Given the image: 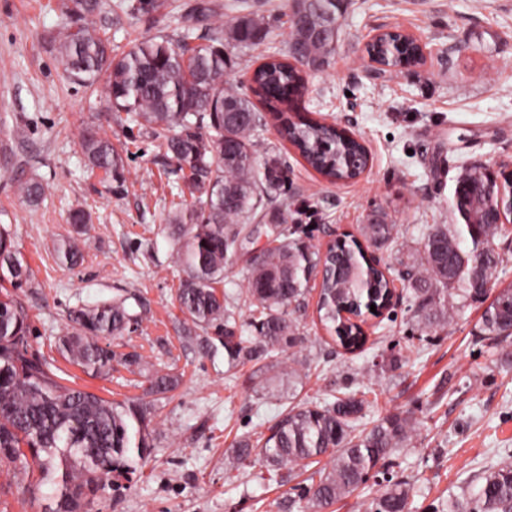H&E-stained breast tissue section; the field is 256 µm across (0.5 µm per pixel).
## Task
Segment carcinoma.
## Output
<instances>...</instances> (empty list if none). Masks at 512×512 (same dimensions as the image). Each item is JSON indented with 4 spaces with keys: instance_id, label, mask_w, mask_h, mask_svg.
Instances as JSON below:
<instances>
[{
    "instance_id": "carcinoma-1",
    "label": "carcinoma",
    "mask_w": 512,
    "mask_h": 512,
    "mask_svg": "<svg viewBox=\"0 0 512 512\" xmlns=\"http://www.w3.org/2000/svg\"><path fill=\"white\" fill-rule=\"evenodd\" d=\"M102 0H66L73 25L54 38L56 51L72 83L92 89L104 85L109 107L126 114V121L147 130L181 174L180 193L191 203L168 217L176 244L175 261L186 277L180 281L179 308L199 328L224 321V357L228 369L260 363L286 348L300 347L305 335L293 316L319 266L325 275L317 317L337 345L362 348L366 336L340 312L380 305L387 295L386 271L368 263L357 244H336L321 252L295 232L278 226L267 234L260 254L242 273L251 306L248 327L254 338L237 336L234 312L224 292V269L255 219L264 184L284 178L279 159L266 158L258 167L256 151L262 117L257 105L224 77L235 66V55L259 46L269 36L264 14L246 0L237 15L213 27L212 9L204 0L192 9L197 22L208 27L206 43L195 44L188 26L176 38L157 35L137 42L128 52L112 53L109 41L86 22ZM346 0H291L287 55L265 58L253 69L258 96L288 142L314 170L329 180L355 177L345 155L363 147L336 128L307 116H290L286 107L307 93V74L288 63L299 52L310 62L325 64L336 48L337 20ZM409 42L387 65L399 68L417 61ZM80 146L90 170L107 177L124 167L122 154L99 129H83ZM19 196L31 205L43 198L36 178L18 185ZM461 224L431 225L413 250L403 281L410 291L409 312L422 333L448 325L451 313L475 301V289L487 286L495 297L484 309L480 334L512 335V284L496 288L494 275L503 255L494 239L505 233L501 224H481L478 214L486 201L455 200ZM366 247L388 248L396 242V225L381 216L361 228ZM85 240L73 238L58 247L69 266L83 261ZM0 465L13 467L26 479L34 497L42 488L54 490L52 512H85L89 495L124 488L121 480L154 451L148 422L150 405L142 401L112 402L62 385L50 376L49 363L33 355L32 326L19 293L33 286L29 264L20 257L10 233L0 227ZM70 330L57 341L58 352L86 373L102 377L112 371L116 354L100 343L102 336H121L131 317L121 303H105L69 312ZM173 374L155 375L149 393L165 394L179 385ZM366 392L342 387L332 403L299 402L278 419L255 448L243 436L226 450L229 466L246 463L254 450L265 462L264 481L279 486L297 471L328 462L311 473L318 477L305 491L307 507L325 512L336 501L365 483L376 465L389 467L391 457L412 437L414 421L407 413L381 418L369 429L357 430ZM410 489L389 483L370 512H410ZM468 512H512V462L503 460L483 471L481 487L466 499Z\"/></svg>"
}]
</instances>
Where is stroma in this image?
<instances>
[{
  "label": "stroma",
  "mask_w": 512,
  "mask_h": 512,
  "mask_svg": "<svg viewBox=\"0 0 512 512\" xmlns=\"http://www.w3.org/2000/svg\"><path fill=\"white\" fill-rule=\"evenodd\" d=\"M127 2L103 0L92 19L118 54L143 38L176 34L196 0H171L153 15L127 13ZM270 2L268 42L239 53L229 75L248 96L247 74L270 51L288 46L282 18L288 0ZM68 22L62 0H0V226L33 271L34 286L21 297L33 326L32 352L46 358L61 384L153 407L152 457L131 474L130 489L106 493L88 510L279 512V501L298 498L308 485L307 474L270 485L259 478L262 461L231 471L224 450L243 436L261 439L287 412L288 382L266 390L253 365L231 374L223 353L210 357L184 345L187 319L177 303L184 272L173 260L168 225L180 201L179 176L149 134L109 111L102 91L68 81L52 43ZM391 27L413 34L424 60L377 79L366 70V42L374 30ZM303 106L308 117L360 139L372 167L358 181H330L267 125L257 159L278 155L286 177L266 186L255 218L260 231L229 259L224 292L235 297V318L245 324L250 311L237 298L240 271L273 225L300 227L302 238L320 249L336 236L359 235L376 212L397 225L396 243L378 256L401 299L383 315L365 313L364 348L352 354L337 348L317 319L314 281L296 312L306 342L279 359L307 361L299 398L334 401L347 381L366 390L360 426L411 413L416 430L396 453L391 476L408 484L413 512H449L462 490L477 491L486 467L512 457V337L480 335L485 306L479 302L455 312L445 328L419 334L403 296L400 261L429 225L460 223L453 191L461 166L512 170V0H348L336 49L310 73ZM88 125L121 150V181L86 167L80 132ZM30 177L46 188L35 206L17 193ZM77 207L92 217L91 246L71 267L57 246L75 236L67 219ZM112 302L124 304L132 323L102 343L116 354L138 355L140 363H117L109 375L93 377L63 358L56 341L69 311ZM155 371L180 375L178 388L148 394L146 376Z\"/></svg>",
  "instance_id": "35a3bbf8"
}]
</instances>
